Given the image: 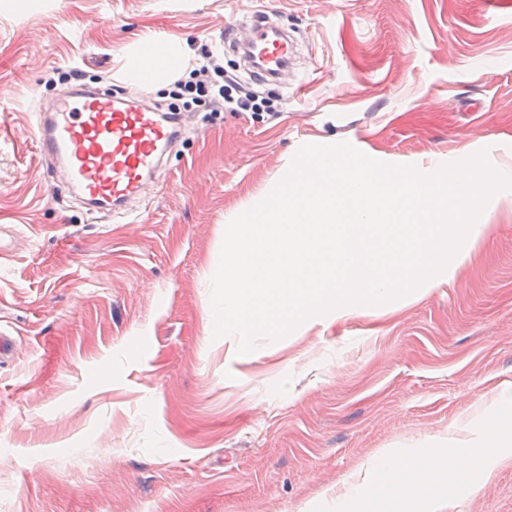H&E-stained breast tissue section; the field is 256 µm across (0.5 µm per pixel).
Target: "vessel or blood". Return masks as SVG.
Masks as SVG:
<instances>
[{
    "instance_id": "1",
    "label": "vessel or blood",
    "mask_w": 512,
    "mask_h": 512,
    "mask_svg": "<svg viewBox=\"0 0 512 512\" xmlns=\"http://www.w3.org/2000/svg\"><path fill=\"white\" fill-rule=\"evenodd\" d=\"M266 12L249 22V46L260 75L284 79L291 41L274 37ZM40 155L58 182L93 207L134 214V202L164 178L163 157L181 135L169 116L112 92L80 89L35 115Z\"/></svg>"
}]
</instances>
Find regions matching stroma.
Wrapping results in <instances>:
<instances>
[{
	"mask_svg": "<svg viewBox=\"0 0 512 512\" xmlns=\"http://www.w3.org/2000/svg\"><path fill=\"white\" fill-rule=\"evenodd\" d=\"M297 39L276 115L197 112L142 218L87 212L40 160L63 72L104 88L157 35L228 73L234 24ZM433 173L512 169V0H0V512H303L512 383V192L453 279L237 352L207 318L225 228L301 146ZM448 512H512V461Z\"/></svg>",
	"mask_w": 512,
	"mask_h": 512,
	"instance_id": "stroma-1",
	"label": "stroma"
}]
</instances>
